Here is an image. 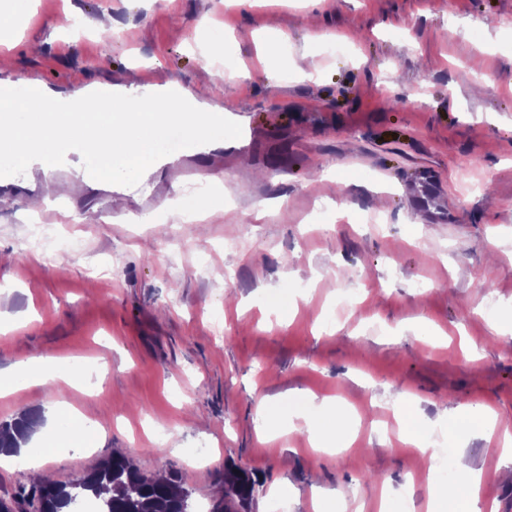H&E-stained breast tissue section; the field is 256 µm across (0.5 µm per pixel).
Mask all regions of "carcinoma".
Instances as JSON below:
<instances>
[{"instance_id":"cac0c4a2","label":"carcinoma","mask_w":512,"mask_h":512,"mask_svg":"<svg viewBox=\"0 0 512 512\" xmlns=\"http://www.w3.org/2000/svg\"><path fill=\"white\" fill-rule=\"evenodd\" d=\"M40 420L41 413L24 411L9 421H0V452L7 456L18 453ZM257 486L253 475L233 465L224 467L222 495L211 512H248ZM84 496L99 500L101 512H191V492L177 470L170 469L159 478L143 472L119 451L75 480L43 478L10 502L0 499V512H21L26 500L37 502L38 512H72Z\"/></svg>"}]
</instances>
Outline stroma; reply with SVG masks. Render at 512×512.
Instances as JSON below:
<instances>
[{"label": "stroma", "instance_id": "1", "mask_svg": "<svg viewBox=\"0 0 512 512\" xmlns=\"http://www.w3.org/2000/svg\"><path fill=\"white\" fill-rule=\"evenodd\" d=\"M106 16L119 30L108 43ZM0 18L27 27L12 50L21 77L62 91L217 84L226 109L222 153L190 144L167 167L117 177L51 155L21 164L17 193L0 195V373L22 354L109 366L100 391L50 380L0 397V421L44 413L27 451L49 450L53 479L116 450L149 474L180 471L195 506H212L232 463L261 482L250 512L282 492L288 512H398L405 499L430 512L431 462L399 442L388 405L402 394L424 435L478 468L500 459L448 412L487 404L512 427V0H0ZM202 20L219 60L196 44ZM340 34L346 51L326 52ZM263 44L269 70L238 80ZM186 164L223 175L195 224L180 207ZM420 168L442 184L447 223L410 203ZM49 181L70 182V213L112 223L82 225L68 251L26 252L27 200ZM150 193L162 207H147ZM344 292L353 306L337 307ZM315 395L350 411L322 415L356 435L341 454L310 446ZM61 403L90 429L87 449H68ZM268 417L281 433L264 441ZM317 471L333 498L313 500Z\"/></svg>", "mask_w": 512, "mask_h": 512}]
</instances>
